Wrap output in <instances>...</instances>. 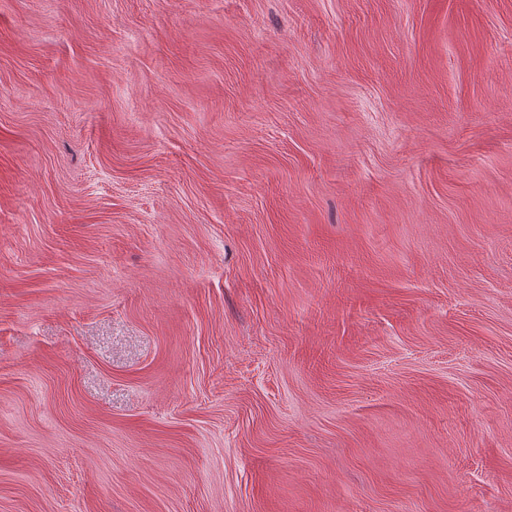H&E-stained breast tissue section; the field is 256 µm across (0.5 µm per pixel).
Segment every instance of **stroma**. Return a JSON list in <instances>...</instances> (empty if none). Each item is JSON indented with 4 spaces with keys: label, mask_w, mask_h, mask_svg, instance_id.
<instances>
[{
    "label": "stroma",
    "mask_w": 512,
    "mask_h": 512,
    "mask_svg": "<svg viewBox=\"0 0 512 512\" xmlns=\"http://www.w3.org/2000/svg\"><path fill=\"white\" fill-rule=\"evenodd\" d=\"M0 512H512V0H0Z\"/></svg>",
    "instance_id": "obj_1"
}]
</instances>
